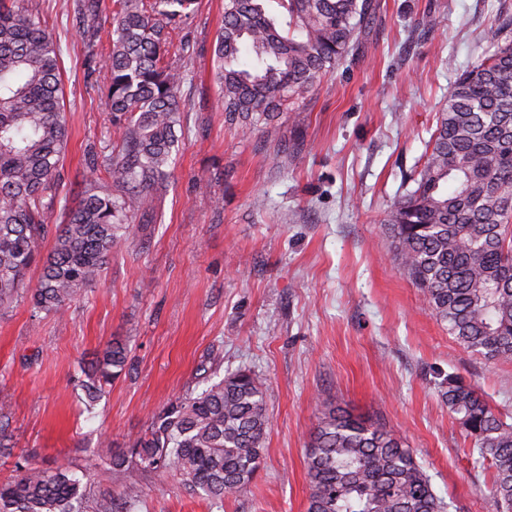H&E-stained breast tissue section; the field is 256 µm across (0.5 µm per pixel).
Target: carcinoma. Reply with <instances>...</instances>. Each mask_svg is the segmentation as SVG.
Here are the masks:
<instances>
[{"mask_svg":"<svg viewBox=\"0 0 512 512\" xmlns=\"http://www.w3.org/2000/svg\"><path fill=\"white\" fill-rule=\"evenodd\" d=\"M199 0H112V43L101 56L112 112L110 154L91 158L77 206L59 205L68 141L61 49L48 20L26 0H0V308L24 294L36 312L59 313L101 278L113 253L133 242L136 220L158 221L155 202L175 162L184 22ZM376 0H224L214 39V79L225 122L259 132L285 152L268 125L304 100L357 49ZM254 61L240 62L242 50ZM414 188L386 215L394 259L433 316L464 348L512 362V16L495 50L463 72L435 113ZM60 208V222L47 214ZM51 249L35 287L27 274ZM127 366L126 347L108 345L95 373L107 384ZM443 397L492 470L491 512H512V423L456 376ZM266 379L240 369L190 391L152 416L127 454H112L119 498L94 512H129L143 480L175 471L184 486L217 504L247 490L266 447ZM0 485V512H82L93 497L70 468L16 462ZM307 512H447L414 451L351 411L323 404L307 448Z\"/></svg>","mask_w":512,"mask_h":512,"instance_id":"carcinoma-1","label":"carcinoma"}]
</instances>
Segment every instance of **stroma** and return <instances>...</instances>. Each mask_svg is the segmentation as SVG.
Instances as JSON below:
<instances>
[{"mask_svg":"<svg viewBox=\"0 0 512 512\" xmlns=\"http://www.w3.org/2000/svg\"><path fill=\"white\" fill-rule=\"evenodd\" d=\"M356 52L317 84L300 111L276 114L282 158L261 135L224 121L213 79L223 0H201L181 64L180 152L157 203V230L113 255L100 281L61 314L18 301L0 312V402L16 457L68 465L97 492L108 466L153 413L239 369L266 379L263 463L240 496L211 504L178 475L143 481L132 512H307V444L322 402L400 436L450 512H487L491 471L442 397L449 375L512 415V362L456 343L392 256L388 207L425 152L433 117L460 73L497 38L512 0H378ZM62 48L69 140L60 195L75 205L87 160L109 153L112 116L98 62L112 27L78 0H28ZM128 348L122 375L87 408L84 384L103 349ZM221 353L220 364L211 361Z\"/></svg>","mask_w":512,"mask_h":512,"instance_id":"stroma-1","label":"stroma"}]
</instances>
